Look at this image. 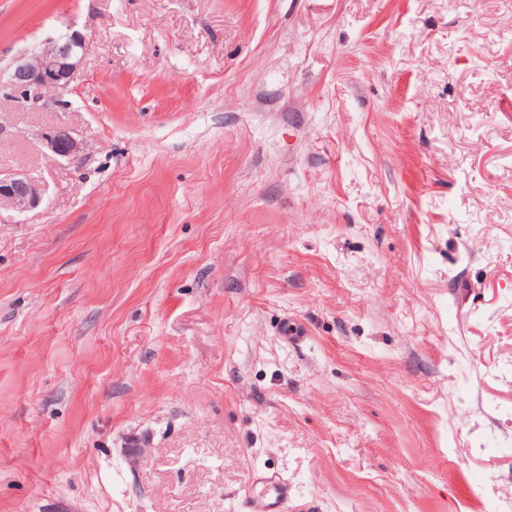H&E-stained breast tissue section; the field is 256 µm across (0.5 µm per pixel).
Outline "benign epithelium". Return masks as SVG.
<instances>
[{"label": "benign epithelium", "mask_w": 512, "mask_h": 512, "mask_svg": "<svg viewBox=\"0 0 512 512\" xmlns=\"http://www.w3.org/2000/svg\"><path fill=\"white\" fill-rule=\"evenodd\" d=\"M86 51L84 36L74 31L50 37L37 46L13 56L0 67V97L21 107L40 110L63 108ZM43 152L54 159H72L83 150L74 132L58 124L40 135ZM43 190L34 179L21 173L0 172V210L23 214L42 201Z\"/></svg>", "instance_id": "7a95c632"}]
</instances>
